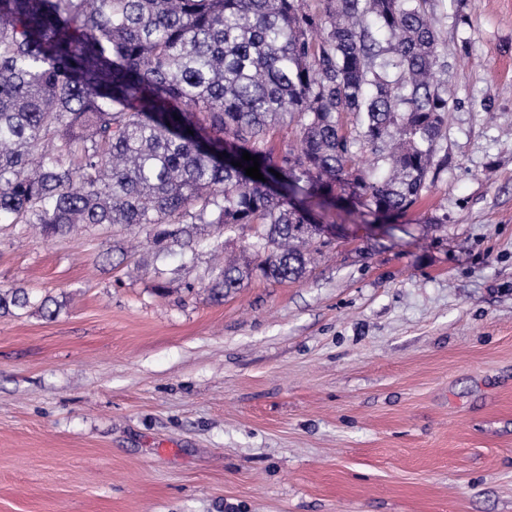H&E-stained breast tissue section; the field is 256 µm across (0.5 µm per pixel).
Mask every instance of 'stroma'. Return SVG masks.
Listing matches in <instances>:
<instances>
[{
	"instance_id": "1",
	"label": "stroma",
	"mask_w": 512,
	"mask_h": 512,
	"mask_svg": "<svg viewBox=\"0 0 512 512\" xmlns=\"http://www.w3.org/2000/svg\"><path fill=\"white\" fill-rule=\"evenodd\" d=\"M453 108L407 212L307 199L302 278L0 224V512H512V0H433ZM168 288L159 296L157 286ZM48 318H54L59 311L60 305L57 301L45 296L41 299L33 291L26 288H7L0 289V314L8 315L15 313L16 310L35 306ZM51 305L55 308L52 309Z\"/></svg>"
}]
</instances>
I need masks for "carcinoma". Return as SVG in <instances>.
Here are the masks:
<instances>
[{"label": "carcinoma", "mask_w": 512, "mask_h": 512, "mask_svg": "<svg viewBox=\"0 0 512 512\" xmlns=\"http://www.w3.org/2000/svg\"><path fill=\"white\" fill-rule=\"evenodd\" d=\"M430 2L0 0V224L138 226L158 254L195 252L200 224L251 225L256 264H216L210 293L255 269L300 279L318 233L298 194L398 214L440 166ZM288 121L299 148L275 159ZM35 305L60 308L0 289L1 315Z\"/></svg>", "instance_id": "1"}]
</instances>
